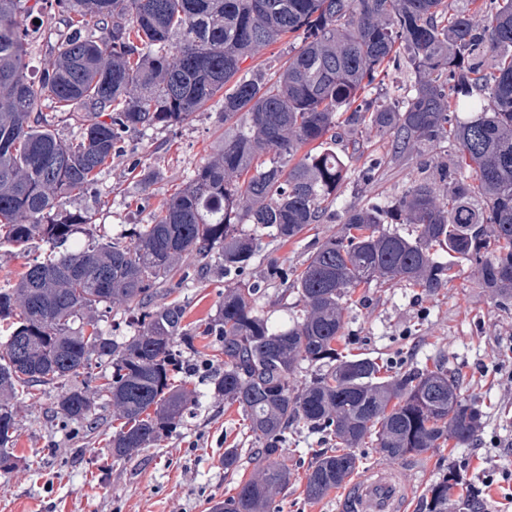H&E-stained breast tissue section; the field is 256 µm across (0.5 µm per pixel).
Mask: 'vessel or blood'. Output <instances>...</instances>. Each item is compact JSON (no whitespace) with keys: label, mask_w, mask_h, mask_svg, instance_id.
<instances>
[{"label":"vessel or blood","mask_w":512,"mask_h":512,"mask_svg":"<svg viewBox=\"0 0 512 512\" xmlns=\"http://www.w3.org/2000/svg\"><path fill=\"white\" fill-rule=\"evenodd\" d=\"M412 465L374 467L354 478L336 500V512H407Z\"/></svg>","instance_id":"1"}]
</instances>
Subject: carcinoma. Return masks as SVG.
Instances as JSON below:
<instances>
[{
  "mask_svg": "<svg viewBox=\"0 0 512 512\" xmlns=\"http://www.w3.org/2000/svg\"><path fill=\"white\" fill-rule=\"evenodd\" d=\"M49 0H0V244L38 239L48 257L0 286V469L13 451L21 389L58 385L53 412L87 428L95 401L121 427L112 457L130 459L168 436L188 395L173 385L177 343L212 336L224 371L211 380L216 399L248 421L252 470L236 495L213 512H270L291 473L284 433L305 427L336 442L311 463L308 498L318 500L359 466L355 449L371 441L396 463L472 443L484 413L461 394L443 365L380 376L368 357L349 358L343 318L356 289L373 282L428 291L451 283L446 254L475 262L478 284L512 299V0H55L68 33L49 40V63L32 77L27 21ZM94 23L104 36L87 32ZM302 34L271 83L242 64L283 37ZM477 57L489 67L472 66ZM412 69L402 106L364 102L359 93L401 59ZM227 130L220 151L158 208L130 241L76 235L89 217L67 209L121 153L132 131L177 124L216 96ZM55 104L39 111L41 100ZM81 113L79 133L62 138L56 122ZM352 138L375 132L397 154L422 142L449 144L453 167L409 186L390 209L345 210L344 224L319 244L285 291L297 296L288 321L269 322L253 305L260 281L233 282L201 331L184 324L186 307L155 302L157 286L189 256L224 277L245 270L263 236L288 242L336 211L346 163L336 129ZM302 157H297L300 150ZM410 224L404 236L386 224ZM253 225L247 233L239 226ZM133 310L137 330L105 335L100 307ZM302 362L315 368L302 388L290 384ZM105 382L90 386L92 364ZM242 455L224 449V472ZM459 485L453 470L428 488L427 512H448Z\"/></svg>",
  "mask_w": 512,
  "mask_h": 512,
  "instance_id": "1",
  "label": "carcinoma"
}]
</instances>
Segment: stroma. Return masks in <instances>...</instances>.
Masks as SVG:
<instances>
[{"mask_svg":"<svg viewBox=\"0 0 512 512\" xmlns=\"http://www.w3.org/2000/svg\"><path fill=\"white\" fill-rule=\"evenodd\" d=\"M223 110L217 97L182 123L129 133L122 153L113 156L90 194L70 201V210L90 216L94 236L108 240L132 225L151 223L156 208L217 153ZM430 160L450 163L452 151L445 144L423 146L396 158L388 141L362 135L346 159L340 208L393 204L427 175ZM145 171L153 176L146 190L140 185ZM341 224L336 217L312 225L288 243L261 239L244 275L264 283L255 299L259 312L274 322L286 318L285 283L270 278L269 270L299 269ZM455 271L448 287L434 293L405 283L358 289L344 315L345 351L381 359L392 373L445 362L485 422L469 446L434 448L420 456L425 481L455 470L461 479L454 491L457 512H512V303L480 288L470 262L457 261ZM174 275L182 280L174 296L186 307L187 323L216 313L227 284L221 268L202 272L188 258ZM204 344L199 337L184 347L176 372L192 399L190 411L176 431L131 461L112 457L110 442L120 423L111 407L97 406L99 425L89 431L53 413L55 388L19 400L14 448L21 462L13 471H0V512H212L214 504L235 495L251 467L225 474L224 451L251 447L252 441L240 409L210 393L208 377L224 362L206 360ZM327 446L316 433L287 434L285 462L293 478L271 512H336L335 494L318 501L305 495L307 467Z\"/></svg>","mask_w":512,"mask_h":512,"instance_id":"1","label":"stroma"}]
</instances>
